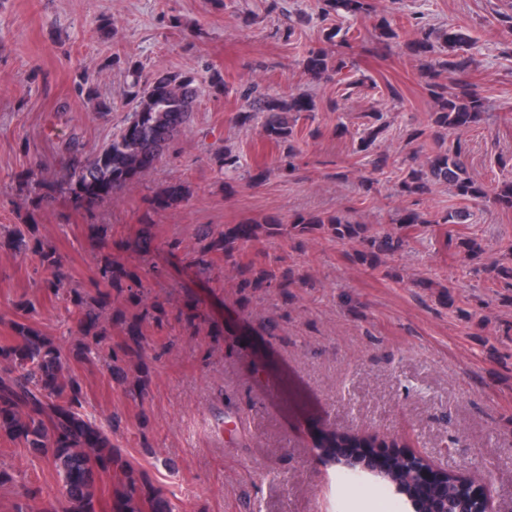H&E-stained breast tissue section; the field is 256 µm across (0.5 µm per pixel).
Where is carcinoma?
Here are the masks:
<instances>
[{"mask_svg":"<svg viewBox=\"0 0 512 512\" xmlns=\"http://www.w3.org/2000/svg\"><path fill=\"white\" fill-rule=\"evenodd\" d=\"M374 11L373 0H321L323 16L336 18V27L328 39L340 37V43L351 46L364 37L357 28L341 25L346 17L354 19ZM445 44L455 51L453 58L423 65L421 78L430 95L437 101V110L426 128H414L408 133L409 142L435 137L439 129L464 130L483 120L484 98L477 87L463 79L455 91H448L443 82L458 73L467 72L473 65L468 54V40L461 33L420 26L409 40V51L427 58L435 48ZM304 72L318 77H331L345 67V60L323 49L312 50L303 60ZM224 90V79L218 74L198 78L191 74H172L148 77L135 70L127 86L126 96L134 103L127 124L96 153L84 155L83 146L70 140L64 152L70 161L68 186L75 202L91 210L112 198L140 174L154 168L164 157L180 128L187 124L197 98L204 93ZM241 97L250 101L251 111L242 115L243 121L261 122L263 135L276 143L288 144L294 152L295 123L304 112L314 111L312 98L305 94L286 97L260 91L255 84L241 90ZM386 132L382 115L371 114V121L360 138L359 149L365 151ZM436 150L428 161V169L410 168L401 187L410 195L429 192L432 183L451 184L455 196L463 201H486L503 209H512V184L491 192L470 178L462 160L461 144L445 147L435 142ZM182 184H172L155 200L162 208L183 198ZM464 212L455 210L437 213L430 218L407 211L394 231L373 232L366 224L352 222L340 214H306L291 225V239L299 247L310 238L322 237L341 243H356L354 262L371 271L395 277L397 273L385 267L384 258L405 250L408 239L403 230L416 224H460ZM284 225L276 216L262 224L224 225L220 231L203 229L198 233L197 246L186 253L188 266L199 274L212 265V256L224 254L232 280L241 300L249 303L260 293L272 292L288 303L294 298L291 289L300 285L293 267L281 265L243 264L239 253L262 236L276 237ZM13 239L29 245L39 264L51 271L50 288L70 285L71 277L63 272L55 252L46 249L37 235V225H14ZM492 278L512 287V262L494 261L484 267ZM105 291L89 298L78 288L68 291L69 302L78 309L82 339L71 349L75 357L93 352L106 357L113 381L133 398H144L151 380L146 361V346L141 325L154 322L162 325L167 312L156 301L149 300L145 291L134 284L141 283L137 272L105 259L99 268ZM121 301L124 308L113 314V320L124 328L125 340L119 346L109 343L102 315ZM14 343L0 345V433L10 436L35 455H48L65 488L66 505L63 512H99L97 496L100 477L113 473L117 479L112 498V512H173L170 500L157 487L149 474L133 465L122 450L112 443V435L96 426L81 412V386L63 362L62 350L54 339L23 320L12 322ZM398 442L380 440L375 436L334 433L325 441V453L347 462H362L366 448H391Z\"/></svg>","mask_w":512,"mask_h":512,"instance_id":"carcinoma-1","label":"carcinoma"}]
</instances>
